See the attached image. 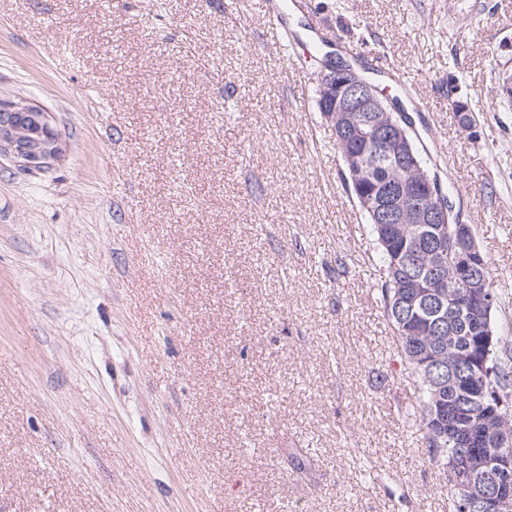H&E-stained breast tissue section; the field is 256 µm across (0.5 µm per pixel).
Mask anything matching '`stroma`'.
<instances>
[{"instance_id":"1","label":"stroma","mask_w":512,"mask_h":512,"mask_svg":"<svg viewBox=\"0 0 512 512\" xmlns=\"http://www.w3.org/2000/svg\"><path fill=\"white\" fill-rule=\"evenodd\" d=\"M326 51L402 100L512 337V0H0V96L63 139L0 162V512H450Z\"/></svg>"}]
</instances>
